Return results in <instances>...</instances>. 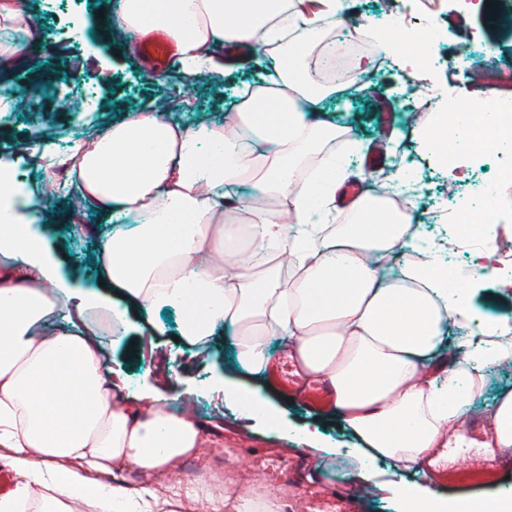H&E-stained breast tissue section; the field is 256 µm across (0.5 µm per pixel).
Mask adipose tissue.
I'll list each match as a JSON object with an SVG mask.
<instances>
[{"mask_svg":"<svg viewBox=\"0 0 512 512\" xmlns=\"http://www.w3.org/2000/svg\"><path fill=\"white\" fill-rule=\"evenodd\" d=\"M343 12V0H122L106 31L164 30L192 77L223 70L217 47L246 44L257 79L220 125L140 110L69 154L29 153L46 171L68 168L82 214L128 220L94 257L108 316L181 309L184 342L226 328L237 363L256 376L279 337L312 382L333 390L363 459L406 471L391 489L401 512H448L447 496L414 476L463 447L455 428L483 392L484 367L512 361V325L477 319L469 288L449 286L428 241L407 254L411 217L383 197H360L353 223H333L344 161L328 156L316 176H300L336 129L307 117L325 91L307 85L299 49ZM38 43L26 0H0V65L21 64ZM13 183L0 169V447L18 478L0 512H29L37 488L52 512L75 500L88 512H283L280 496L229 480H192L183 499L101 484L127 466L156 473L195 457L200 428L185 411L115 395L86 318L97 298L69 287ZM453 323L473 330L452 355Z\"/></svg>","mask_w":512,"mask_h":512,"instance_id":"adipose-tissue-1","label":"adipose tissue"}]
</instances>
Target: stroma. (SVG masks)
<instances>
[{
  "label": "stroma",
  "instance_id": "35a3bbf8",
  "mask_svg": "<svg viewBox=\"0 0 512 512\" xmlns=\"http://www.w3.org/2000/svg\"><path fill=\"white\" fill-rule=\"evenodd\" d=\"M120 0H27L48 50L30 54L25 67L0 69V93L14 100L0 112V166L10 165L24 175L28 209L39 211L40 231L57 257L68 280L82 288L97 285L91 262L100 248L102 234H84L68 223L73 195L54 192L41 181L34 158L19 153L16 143L43 139L65 144L78 142L104 130L127 112L144 108L170 109L174 116L207 124L224 119L235 101L241 82L254 78L250 65L236 63L223 73L214 72L188 83L180 65L157 73L129 53L125 39L106 34L99 26V10H117ZM344 0L348 25L363 26L374 48L364 55L358 77L337 82L320 101L319 120L335 124L330 146L348 155L351 178L373 186L381 177L393 176L397 160L408 161L420 175L422 190L412 198V222L419 233L440 234L439 212L476 202L483 196L502 159L493 148L482 151L478 166L461 167L451 174L436 163L431 150L421 148L417 131L426 113L439 99L463 95L481 102L486 87H494L498 99L512 101V0ZM400 16L412 24L434 22L436 36L426 50L437 61L433 69L408 66L407 56L382 48L386 24ZM82 27L83 40H72L70 26ZM107 73L101 82L99 73ZM381 149L383 162L368 169L362 157L368 148ZM472 300L478 314L495 318L512 314V270L500 265L494 277L472 281ZM181 313L161 309L149 314L132 313L130 322H113L100 338L110 365L121 366V396L158 385L165 395L187 390V408L202 425L197 458L171 478L152 477L127 468L103 476L106 485L148 489L161 497L186 493L187 480L224 469L236 470L243 482L263 481L285 493L287 512H299V492L319 491L328 497L353 487V474L365 473L369 494L358 500L355 512H396L397 504L380 487L400 479L402 472L391 460L366 464L355 452L356 441L341 423L287 402L275 394L276 404L291 430L318 423L323 437L319 450L297 447L267 427L253 430L239 418L236 408L225 406L212 391L216 375L245 377L234 360L229 341H207L205 347L185 344L180 335ZM163 327L161 348L169 365L168 377L158 376L157 361L142 354L139 343L145 324ZM486 391L466 413L477 426L465 455L471 472L484 469L481 444L488 434L493 402L498 393L512 388V363L488 369Z\"/></svg>",
  "mask_w": 512,
  "mask_h": 512
}]
</instances>
